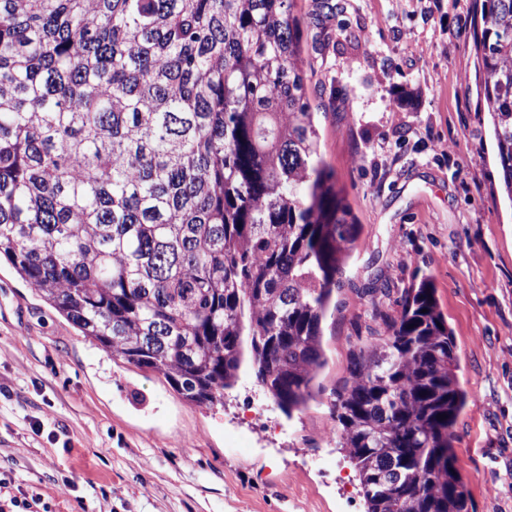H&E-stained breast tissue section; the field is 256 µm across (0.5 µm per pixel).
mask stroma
<instances>
[{
    "instance_id": "1",
    "label": "stroma",
    "mask_w": 512,
    "mask_h": 512,
    "mask_svg": "<svg viewBox=\"0 0 512 512\" xmlns=\"http://www.w3.org/2000/svg\"><path fill=\"white\" fill-rule=\"evenodd\" d=\"M296 0L321 153L363 226L328 319L326 391L284 415L252 372L223 402L85 339L0 262V478L41 512H364L331 389L432 279L463 388L472 512H512V202L479 109L475 0Z\"/></svg>"
}]
</instances>
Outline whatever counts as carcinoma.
<instances>
[{"label":"carcinoma","instance_id":"1","mask_svg":"<svg viewBox=\"0 0 512 512\" xmlns=\"http://www.w3.org/2000/svg\"><path fill=\"white\" fill-rule=\"evenodd\" d=\"M294 0H0V257L112 357L212 405L245 363L288 417L362 226L320 153ZM478 77L512 200V0ZM422 279L333 390L365 512H469L470 396Z\"/></svg>","mask_w":512,"mask_h":512}]
</instances>
